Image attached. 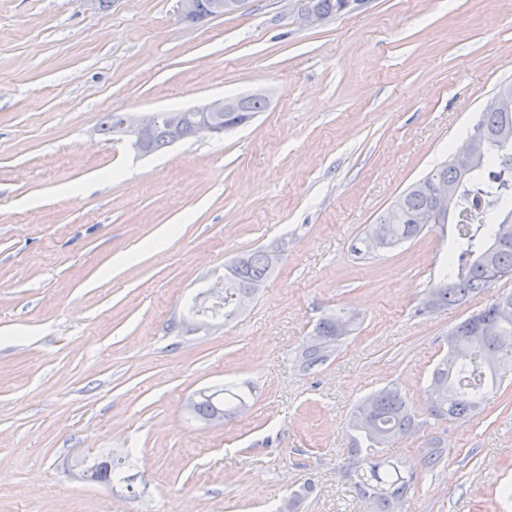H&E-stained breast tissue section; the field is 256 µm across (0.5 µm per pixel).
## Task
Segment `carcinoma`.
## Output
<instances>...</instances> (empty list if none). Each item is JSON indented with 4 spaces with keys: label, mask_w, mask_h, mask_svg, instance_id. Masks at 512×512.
Returning <instances> with one entry per match:
<instances>
[{
    "label": "carcinoma",
    "mask_w": 512,
    "mask_h": 512,
    "mask_svg": "<svg viewBox=\"0 0 512 512\" xmlns=\"http://www.w3.org/2000/svg\"><path fill=\"white\" fill-rule=\"evenodd\" d=\"M349 0H307L321 16L329 19L352 10ZM237 110L216 112L211 120L229 130L264 111L268 102L260 95L236 97ZM482 133L466 141L450 154L448 162L432 170L424 179L405 190L396 202L401 215L395 219L386 213L364 229L353 252L387 251L411 242L431 224L456 221L455 245L448 249V260L437 277L425 289L417 312L426 315L442 307L458 305L490 289L497 281L512 276V231H501L500 220L512 214V110L486 112L478 123ZM172 146L168 113H156L146 127L138 152L147 155ZM482 156V165L474 170L467 154ZM458 189L460 208L454 215L435 211L434 190L442 185ZM280 259L260 248L231 262L226 282L232 295H253L275 271ZM356 315L343 309L319 320L303 345L302 356L312 365L327 360L336 342L355 327ZM512 294H501L470 314L448 334V356L434 369L426 389L431 415L450 421H465L476 416L494 388L502 363L512 362ZM247 395L236 385L215 388L198 394L191 416L206 422L216 411L229 417L247 406ZM416 425L415 413L406 397L394 386L370 394L358 407L351 422L353 441L364 449L367 466L355 483L360 499L371 512H401L402 503L412 485L413 476H405L398 463L383 456L399 437ZM88 479L112 482L125 488L128 496H137L135 476L117 469V461L108 453L87 464ZM312 487L303 484L293 490L278 512H297Z\"/></svg>",
    "instance_id": "carcinoma-1"
}]
</instances>
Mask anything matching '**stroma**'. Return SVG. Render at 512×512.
I'll return each instance as SVG.
<instances>
[{"label":"stroma","instance_id":"1","mask_svg":"<svg viewBox=\"0 0 512 512\" xmlns=\"http://www.w3.org/2000/svg\"><path fill=\"white\" fill-rule=\"evenodd\" d=\"M510 80L512 0H366L312 28L293 0L196 23L175 0H0V512H268L304 483L300 512H367L348 423L386 385L418 422L385 451L415 476L403 512H512V370L465 423L425 393L449 331L512 278L419 316L453 225L352 252ZM251 93L270 105L250 123L161 155L99 132L109 112ZM273 241L275 272L231 320L180 327L225 263ZM339 307L354 331L305 366ZM228 382L251 389L242 413L184 411ZM108 452L136 497L75 478Z\"/></svg>","mask_w":512,"mask_h":512}]
</instances>
